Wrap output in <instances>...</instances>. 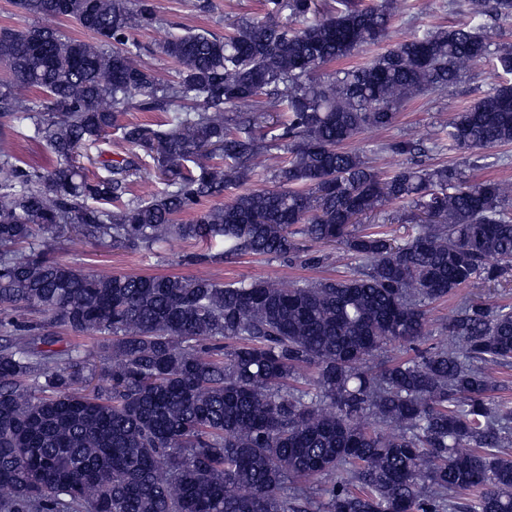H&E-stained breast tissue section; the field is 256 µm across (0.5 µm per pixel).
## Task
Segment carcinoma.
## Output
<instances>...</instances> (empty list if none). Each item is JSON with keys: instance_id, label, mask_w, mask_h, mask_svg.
Wrapping results in <instances>:
<instances>
[{"instance_id": "carcinoma-1", "label": "carcinoma", "mask_w": 512, "mask_h": 512, "mask_svg": "<svg viewBox=\"0 0 512 512\" xmlns=\"http://www.w3.org/2000/svg\"><path fill=\"white\" fill-rule=\"evenodd\" d=\"M299 27L243 21L218 37L171 35L162 82L133 35L156 22L149 0H14L27 17L72 19L86 42L30 25L0 28V138L43 142L52 159L24 167L0 148V512H512V408L487 396L489 369L512 365V307L465 304L444 329L458 339L378 371L388 344L415 345L428 304L512 268V187L471 183L448 166L381 177L344 145L387 128L406 102L460 83L491 59L512 74V48L491 49L468 22L409 29L389 51L314 75L384 38L393 0H267ZM474 19L512 17V0H451ZM265 95L286 110L267 131L224 112ZM131 108L166 120L117 126ZM120 128L140 153L82 150ZM450 149L512 143V82L442 129ZM412 156L421 145H387ZM285 187L248 186L259 157ZM150 160L163 189L126 197ZM236 187L233 201L201 208ZM390 204L414 231L398 243L355 219ZM194 212L188 223L179 216ZM337 243L347 275L307 284H224L205 276L98 275L52 257L74 228L114 248L171 237L224 241L222 257L286 259L292 227ZM29 309L44 321L2 316ZM105 337L107 389L90 390L76 348L52 328ZM302 366L314 381L294 385Z\"/></svg>"}]
</instances>
